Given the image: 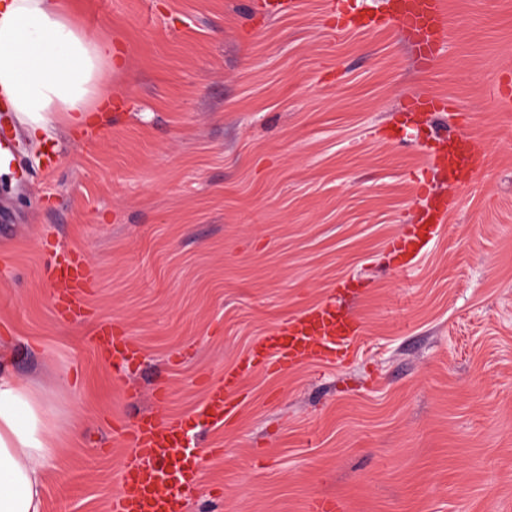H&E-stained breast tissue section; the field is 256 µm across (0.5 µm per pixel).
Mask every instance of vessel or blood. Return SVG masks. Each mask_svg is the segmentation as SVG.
Listing matches in <instances>:
<instances>
[{"label":"vessel or blood","instance_id":"obj_1","mask_svg":"<svg viewBox=\"0 0 512 512\" xmlns=\"http://www.w3.org/2000/svg\"><path fill=\"white\" fill-rule=\"evenodd\" d=\"M388 10L411 36L419 59L425 63L433 59L445 38L443 0H389ZM438 161L455 176L483 163L474 138L454 133L449 134L448 150ZM451 208L448 202L425 206L419 223L392 240L391 250L406 262L418 261L446 223ZM51 276L60 287L54 303L56 313L64 318L81 316L85 297L95 283L81 257L72 253L55 262ZM362 333L360 320L332 298L278 325L259 338L237 366L225 370L220 383L209 388L205 402L209 422H230L235 396L248 375L257 371L280 373L312 363L341 365L349 359ZM95 339L110 351L115 373H123L140 360L138 345L120 328L101 327ZM119 435L132 454L120 476L110 512H187L189 494L200 480L203 459L186 447L188 434L182 425L148 414L122 427Z\"/></svg>","mask_w":512,"mask_h":512}]
</instances>
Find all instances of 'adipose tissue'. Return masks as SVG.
<instances>
[{
    "mask_svg": "<svg viewBox=\"0 0 512 512\" xmlns=\"http://www.w3.org/2000/svg\"><path fill=\"white\" fill-rule=\"evenodd\" d=\"M120 54L111 39L86 33L66 0H0V97L33 142L108 119L103 76ZM60 445L44 392L0 364V512H44Z\"/></svg>",
    "mask_w": 512,
    "mask_h": 512,
    "instance_id": "ef3b65f1",
    "label": "adipose tissue"
}]
</instances>
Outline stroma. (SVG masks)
<instances>
[{
  "instance_id": "35a3bbf8",
  "label": "stroma",
  "mask_w": 512,
  "mask_h": 512,
  "mask_svg": "<svg viewBox=\"0 0 512 512\" xmlns=\"http://www.w3.org/2000/svg\"><path fill=\"white\" fill-rule=\"evenodd\" d=\"M72 4L127 49L109 121L45 152L0 109V355L56 414L45 512H109L114 431L147 413L195 434L189 512H512V0H446L425 68L371 0ZM419 93L447 107L402 129ZM454 124L485 165L400 268L388 244L418 221L419 181L448 191L428 136ZM70 251L96 280L77 319L54 310ZM335 294L364 326L349 362L253 373L209 424V385ZM103 325L139 368L115 376ZM100 347H107L113 357V369L116 374L124 372L140 362L141 351L131 336L118 327L101 326L95 336Z\"/></svg>"
}]
</instances>
